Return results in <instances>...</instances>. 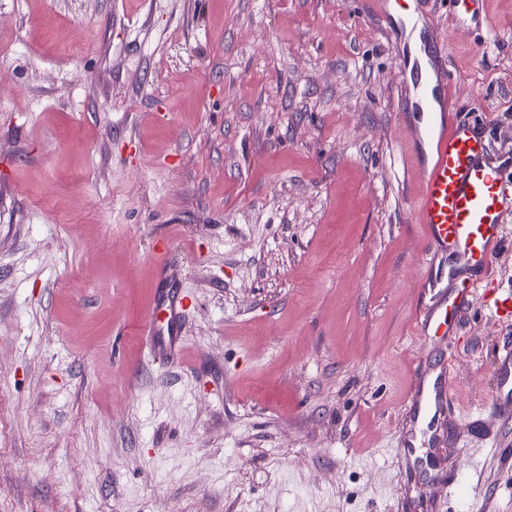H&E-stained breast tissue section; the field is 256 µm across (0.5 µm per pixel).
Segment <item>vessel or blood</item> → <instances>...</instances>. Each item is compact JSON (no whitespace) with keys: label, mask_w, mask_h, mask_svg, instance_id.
I'll use <instances>...</instances> for the list:
<instances>
[{"label":"vessel or blood","mask_w":512,"mask_h":512,"mask_svg":"<svg viewBox=\"0 0 512 512\" xmlns=\"http://www.w3.org/2000/svg\"><path fill=\"white\" fill-rule=\"evenodd\" d=\"M443 10L456 28H493L486 0H361L362 15L402 44L397 109L409 133L405 163L418 187L411 219L423 227L428 254L451 252L458 268L475 272V279L460 283L470 291L482 288L480 273L488 272L512 239V155L495 153L477 125L455 116L461 91L448 68V44L439 34ZM482 290L489 314L512 321V291ZM184 311L177 299H157L153 313L134 332H174ZM456 311L455 297H445L424 313L417 336L447 335L456 326ZM451 389L444 374L416 375L408 411L418 432L403 438L405 452L417 454L434 439L436 416Z\"/></svg>","instance_id":"obj_1"}]
</instances>
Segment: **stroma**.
I'll list each match as a JSON object with an SVG mask.
<instances>
[{"mask_svg":"<svg viewBox=\"0 0 512 512\" xmlns=\"http://www.w3.org/2000/svg\"><path fill=\"white\" fill-rule=\"evenodd\" d=\"M487 8L440 28L498 149ZM398 67L360 0H0V512H512V324L481 294L436 443L400 446L452 267L411 220ZM167 291L175 363L130 333Z\"/></svg>","mask_w":512,"mask_h":512,"instance_id":"obj_1","label":"stroma"}]
</instances>
